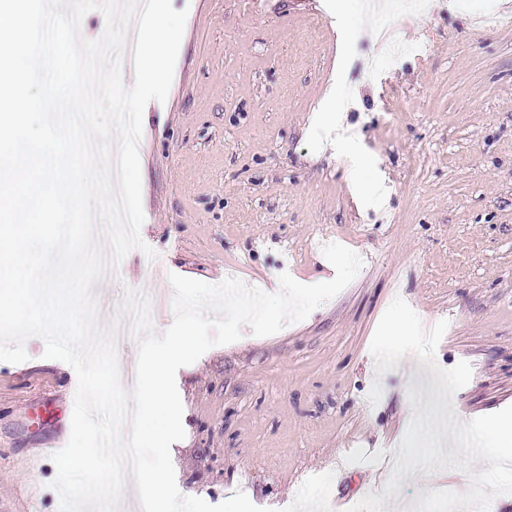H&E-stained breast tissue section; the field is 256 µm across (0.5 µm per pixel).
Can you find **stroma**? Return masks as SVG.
<instances>
[{
	"mask_svg": "<svg viewBox=\"0 0 512 512\" xmlns=\"http://www.w3.org/2000/svg\"><path fill=\"white\" fill-rule=\"evenodd\" d=\"M172 3L188 11L174 78L165 103L146 106L138 144L140 234L161 268L131 251L94 288L101 321L131 288L166 330L172 273L216 285L231 272L273 292L284 271L331 276L328 243L364 263L305 320L263 337L243 327L180 370V492L216 505L242 489L265 512H347L369 494L393 512L433 485L464 492L468 474L421 470L386 493L411 418L434 398L414 356L375 376L370 345L402 297L425 327L447 321L440 368L472 366L453 397L459 421L512 406V0H435L399 30L426 52L373 65L379 20L363 0ZM331 89L383 202L352 193L335 128L315 122ZM25 349L26 362H0V512H59L52 456L75 388L40 338Z\"/></svg>",
	"mask_w": 512,
	"mask_h": 512,
	"instance_id": "1",
	"label": "stroma"
}]
</instances>
